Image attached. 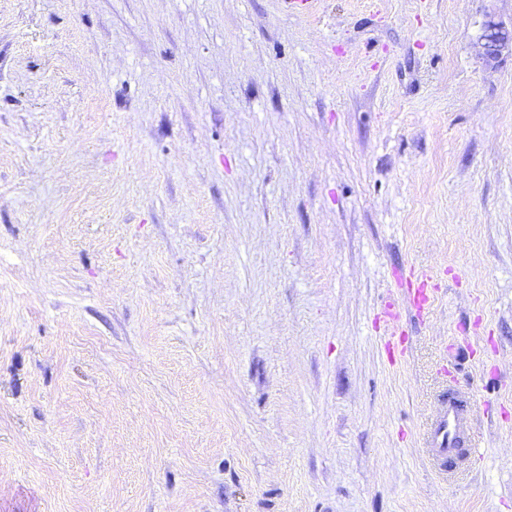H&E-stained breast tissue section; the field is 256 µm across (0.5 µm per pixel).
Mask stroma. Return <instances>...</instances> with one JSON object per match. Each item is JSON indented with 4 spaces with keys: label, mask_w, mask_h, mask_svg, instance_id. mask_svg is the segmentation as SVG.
I'll return each mask as SVG.
<instances>
[{
    "label": "stroma",
    "mask_w": 512,
    "mask_h": 512,
    "mask_svg": "<svg viewBox=\"0 0 512 512\" xmlns=\"http://www.w3.org/2000/svg\"><path fill=\"white\" fill-rule=\"evenodd\" d=\"M512 0H0V512H512ZM434 274L391 361L395 272ZM480 455L421 447L450 379ZM490 34L495 35L496 40L491 41V39L488 37ZM481 42L484 55L491 59L498 57L502 50L509 45L510 49L512 47V41L511 37L509 36V32L506 31L501 24L492 20L486 22L483 29Z\"/></svg>",
    "instance_id": "1"
}]
</instances>
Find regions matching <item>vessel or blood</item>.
<instances>
[{"label": "vessel or blood", "mask_w": 512, "mask_h": 512, "mask_svg": "<svg viewBox=\"0 0 512 512\" xmlns=\"http://www.w3.org/2000/svg\"><path fill=\"white\" fill-rule=\"evenodd\" d=\"M399 285L406 305L416 317H424L435 301L433 274H412L401 279ZM473 406L471 397L449 391L447 399L440 404L437 418L425 430L424 444L440 477L454 473L467 458L477 454V444L471 433Z\"/></svg>", "instance_id": "1"}]
</instances>
